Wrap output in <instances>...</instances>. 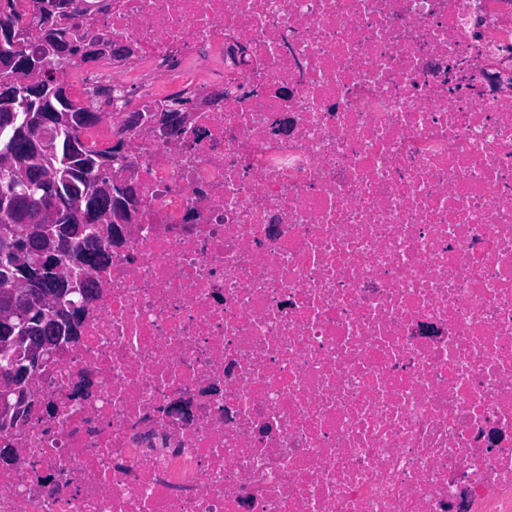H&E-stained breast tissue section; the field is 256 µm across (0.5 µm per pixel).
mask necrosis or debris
Masks as SVG:
<instances>
[{"mask_svg": "<svg viewBox=\"0 0 512 512\" xmlns=\"http://www.w3.org/2000/svg\"><path fill=\"white\" fill-rule=\"evenodd\" d=\"M74 5L136 220L0 512H512V0Z\"/></svg>", "mask_w": 512, "mask_h": 512, "instance_id": "necrosis-or-debris-1", "label": "necrosis or debris"}]
</instances>
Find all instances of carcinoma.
<instances>
[{
  "instance_id": "obj_1",
  "label": "carcinoma",
  "mask_w": 512,
  "mask_h": 512,
  "mask_svg": "<svg viewBox=\"0 0 512 512\" xmlns=\"http://www.w3.org/2000/svg\"><path fill=\"white\" fill-rule=\"evenodd\" d=\"M32 24L16 12L0 14V156L17 151L27 166L47 177L46 211H59L62 223L41 221L32 225L33 241L47 253L56 249V240L70 238V249L55 256V264L40 274L28 275L16 264L8 247H0V306L16 308L30 314L36 326L45 312L30 313L26 296L11 294L12 281L22 279L28 288H54L58 268L73 270L78 277L84 271L98 268L109 258L102 248L96 227L85 222L89 203L101 199L109 205V219L127 218L120 188L107 176L112 168L116 148L89 153L81 148L80 132L96 122V113L89 107L74 104L60 73L46 66V51L27 48ZM43 41L58 56L82 54L90 57L85 36L74 29L67 39L53 28L43 29ZM38 67V78L25 81L19 73L26 67ZM25 184L16 173V164H0V222L10 214L23 210ZM82 308L53 312L59 325L58 338L51 341L58 347L73 335L75 321Z\"/></svg>"
}]
</instances>
